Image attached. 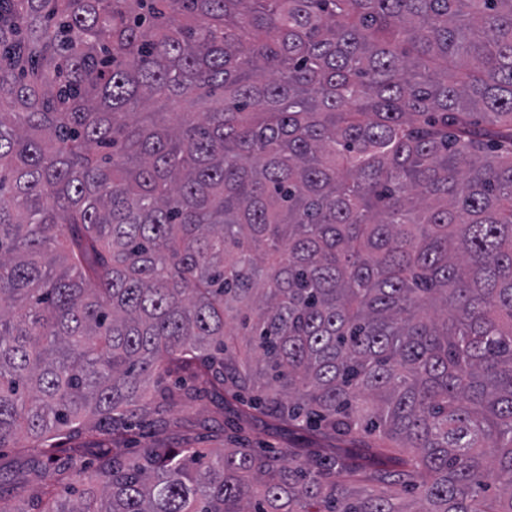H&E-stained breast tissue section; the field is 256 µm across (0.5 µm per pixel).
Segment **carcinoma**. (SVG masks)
Segmentation results:
<instances>
[{"mask_svg":"<svg viewBox=\"0 0 512 512\" xmlns=\"http://www.w3.org/2000/svg\"><path fill=\"white\" fill-rule=\"evenodd\" d=\"M21 437L0 512H512V0H0ZM181 424L169 434L171 442L190 437L195 448L204 451L221 452L233 445L231 440L236 432L227 426L228 414L219 408L210 396H203L179 413ZM220 424L224 431H216ZM252 448L268 450L269 447L281 448L287 444L302 447L307 444L309 434L286 424L277 425L261 417L247 431Z\"/></svg>","mask_w":512,"mask_h":512,"instance_id":"cac0c4a2","label":"carcinoma"}]
</instances>
